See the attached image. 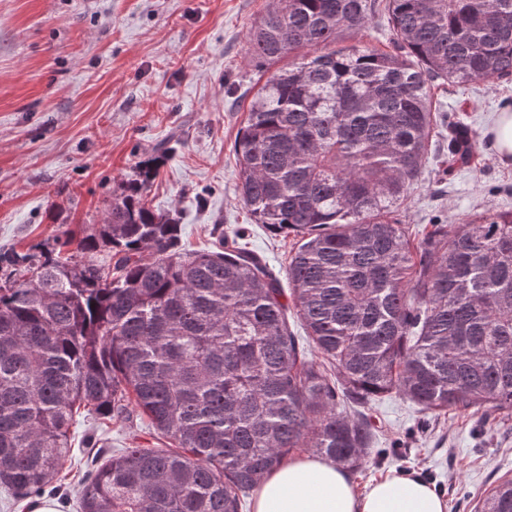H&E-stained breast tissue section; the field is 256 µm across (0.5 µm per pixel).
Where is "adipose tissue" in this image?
I'll return each instance as SVG.
<instances>
[{
	"instance_id": "obj_1",
	"label": "adipose tissue",
	"mask_w": 512,
	"mask_h": 512,
	"mask_svg": "<svg viewBox=\"0 0 512 512\" xmlns=\"http://www.w3.org/2000/svg\"><path fill=\"white\" fill-rule=\"evenodd\" d=\"M252 512H447L433 485L414 472L358 488L331 462L300 456L272 471Z\"/></svg>"
}]
</instances>
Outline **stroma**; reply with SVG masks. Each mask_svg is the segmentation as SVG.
I'll list each match as a JSON object with an SVG mask.
<instances>
[{
  "label": "stroma",
  "mask_w": 512,
  "mask_h": 512,
  "mask_svg": "<svg viewBox=\"0 0 512 512\" xmlns=\"http://www.w3.org/2000/svg\"><path fill=\"white\" fill-rule=\"evenodd\" d=\"M265 0H0V247H27L63 230L102 223L118 182L168 148L146 197L175 214L190 250L223 236L285 272L295 238L255 223L238 191L235 141L262 75L246 36ZM439 118L421 182L401 212L411 242L435 224L485 210L512 211V167L498 164L488 130L512 105V78L439 82ZM468 127L473 157L443 172L448 129ZM375 427L358 487L414 471L436 485L448 512H474L512 477V425L452 411L433 419L397 394L365 409ZM146 421L78 419L72 452L43 496L64 502L93 460L130 445L154 447Z\"/></svg>",
  "instance_id": "obj_1"
}]
</instances>
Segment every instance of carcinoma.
<instances>
[{
	"label": "carcinoma",
	"mask_w": 512,
	"mask_h": 512,
	"mask_svg": "<svg viewBox=\"0 0 512 512\" xmlns=\"http://www.w3.org/2000/svg\"><path fill=\"white\" fill-rule=\"evenodd\" d=\"M377 2L266 0L247 35L263 65L296 55L254 94L235 143L242 202L296 239L288 287L245 248L182 249V225L145 203L163 151L81 238L0 250L10 496L44 491L82 411L128 420L134 404L170 448L113 451L80 512H244L301 448L356 471L374 428L346 407L384 394L437 418L512 417V211L435 224L415 246L399 219L437 126L432 83L512 76V0H384L394 50L338 45ZM470 148L452 128L448 164ZM475 512H512V478Z\"/></svg>",
	"instance_id": "carcinoma-1"
}]
</instances>
